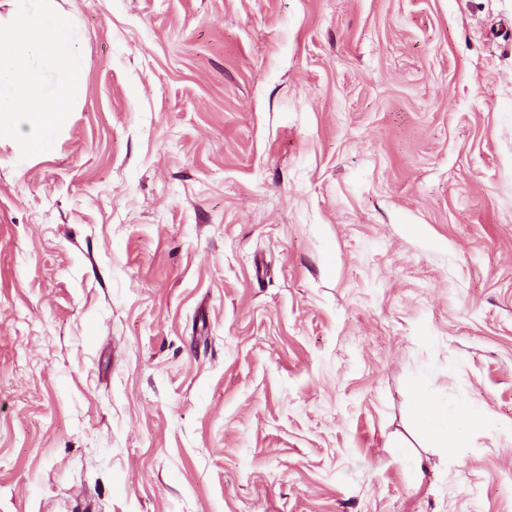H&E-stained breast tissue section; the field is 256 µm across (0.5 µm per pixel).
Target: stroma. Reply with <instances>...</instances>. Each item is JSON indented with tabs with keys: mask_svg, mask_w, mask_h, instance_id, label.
<instances>
[{
	"mask_svg": "<svg viewBox=\"0 0 512 512\" xmlns=\"http://www.w3.org/2000/svg\"><path fill=\"white\" fill-rule=\"evenodd\" d=\"M53 4L75 105L0 138V512H512V0ZM413 412L416 420L429 431L436 447H464L463 439L475 411L471 406L448 409L447 402L429 397L424 392L414 396Z\"/></svg>",
	"mask_w": 512,
	"mask_h": 512,
	"instance_id": "35a3bbf8",
	"label": "stroma"
}]
</instances>
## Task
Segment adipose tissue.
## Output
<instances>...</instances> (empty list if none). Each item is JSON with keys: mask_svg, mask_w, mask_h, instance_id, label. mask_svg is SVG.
Segmentation results:
<instances>
[{"mask_svg": "<svg viewBox=\"0 0 512 512\" xmlns=\"http://www.w3.org/2000/svg\"><path fill=\"white\" fill-rule=\"evenodd\" d=\"M413 412L416 420L429 431L434 443L440 448L462 447L466 428L475 415L472 407L452 409L447 403L422 392L414 396Z\"/></svg>", "mask_w": 512, "mask_h": 512, "instance_id": "ef3b65f1", "label": "adipose tissue"}]
</instances>
